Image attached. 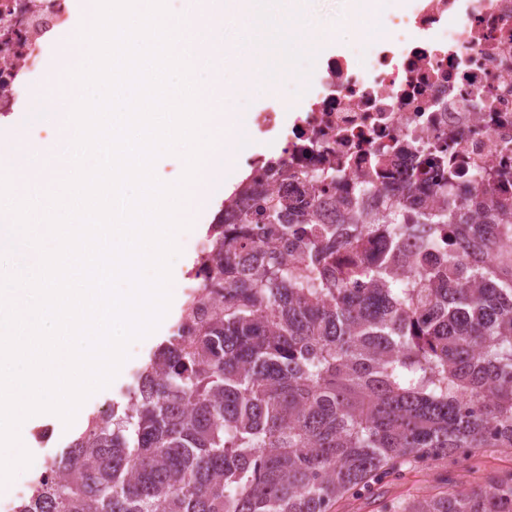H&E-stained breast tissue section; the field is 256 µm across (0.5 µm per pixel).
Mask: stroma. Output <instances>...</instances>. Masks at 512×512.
Instances as JSON below:
<instances>
[{"label": "stroma", "instance_id": "obj_1", "mask_svg": "<svg viewBox=\"0 0 512 512\" xmlns=\"http://www.w3.org/2000/svg\"><path fill=\"white\" fill-rule=\"evenodd\" d=\"M301 8L318 14L322 19L323 30L332 33L339 41L341 53H348L357 43L351 23L352 13L347 8V0H300ZM77 46L76 39L60 41L54 48L47 64L38 71L25 96L29 106H36L49 90L51 78L59 73L66 57ZM261 75L258 83L252 84L244 91L237 108L244 114L265 110L272 102L284 94L281 83L283 69L277 57L263 56L257 66ZM225 198L223 185H215L210 191V198L200 205L192 218V225L181 233L180 255L174 260L172 269L176 274V286L172 292L169 311L158 329L148 337L133 342L129 347V357L122 365L118 375L104 389L90 396L79 409L74 423L64 426L52 419L37 422V429L43 430L42 438L28 437L26 448L33 457L31 466L21 471L14 478L8 492L0 493V512H13L22 498L28 497L37 480L42 466L65 454L77 434L87 426L88 416L97 410H108L112 406L126 405L128 392L133 388L138 371L148 363L153 352L172 336L182 311L188 301L183 284L188 277L196 259L198 241L206 239Z\"/></svg>", "mask_w": 512, "mask_h": 512}]
</instances>
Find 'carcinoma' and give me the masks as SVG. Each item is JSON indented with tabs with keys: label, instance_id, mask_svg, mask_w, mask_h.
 <instances>
[{
	"label": "carcinoma",
	"instance_id": "obj_1",
	"mask_svg": "<svg viewBox=\"0 0 512 512\" xmlns=\"http://www.w3.org/2000/svg\"><path fill=\"white\" fill-rule=\"evenodd\" d=\"M404 181L379 154L361 201L244 184L253 207L209 232V286L137 374L88 418L17 512H512V471L461 492L448 465L512 448V194L480 175ZM415 235L411 252L370 240ZM439 465V491L380 497Z\"/></svg>",
	"mask_w": 512,
	"mask_h": 512
}]
</instances>
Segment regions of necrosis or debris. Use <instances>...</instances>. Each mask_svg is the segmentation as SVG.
I'll list each match as a JSON object with an SVG mask.
<instances>
[{"mask_svg": "<svg viewBox=\"0 0 512 512\" xmlns=\"http://www.w3.org/2000/svg\"><path fill=\"white\" fill-rule=\"evenodd\" d=\"M78 0H0V119L17 116L19 96L48 49L73 27ZM356 52L317 65L311 83L293 73L303 102L291 126L276 111L254 133L279 144L289 172L333 169L339 193L353 191L378 152L412 173L413 155L447 151L450 171L512 174V0H417L366 30Z\"/></svg>", "mask_w": 512, "mask_h": 512, "instance_id": "1", "label": "necrosis or debris"}]
</instances>
